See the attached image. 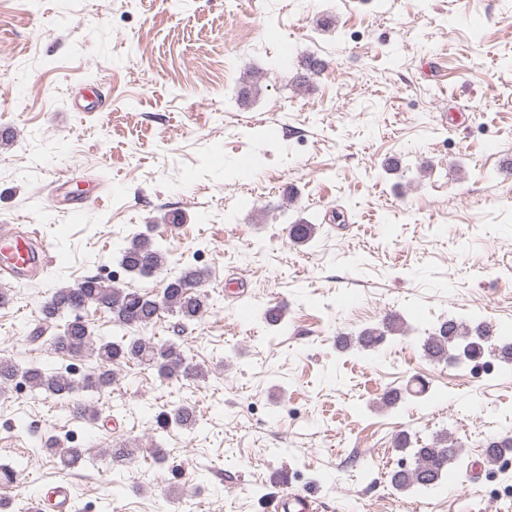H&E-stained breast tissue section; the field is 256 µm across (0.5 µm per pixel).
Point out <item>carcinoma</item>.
I'll return each mask as SVG.
<instances>
[{
    "label": "carcinoma",
    "mask_w": 512,
    "mask_h": 512,
    "mask_svg": "<svg viewBox=\"0 0 512 512\" xmlns=\"http://www.w3.org/2000/svg\"><path fill=\"white\" fill-rule=\"evenodd\" d=\"M316 231L314 224H292L288 236L291 242L303 245L313 239ZM120 265L133 276L149 278L167 269L168 251L151 234L139 233L126 241ZM208 277L207 268L187 264L168 280L158 298L121 288L109 279L94 276L83 279L74 287L54 289L41 305V324L33 330L29 340L50 344L53 351L65 360L91 357L94 367L77 377L70 373L68 364L47 372L36 364L21 366L0 360V389L22 376L27 378L29 391H42L69 402L79 391L101 393L112 387V367L128 363L152 367L166 380L205 377L200 366L186 357L176 342L155 343L145 336V332L166 312L178 317L181 333L201 320L208 310L207 295L201 292ZM91 307L109 314L121 335L104 337L96 334L85 319V313ZM399 330L396 316L389 315L379 325L362 330L355 341L342 337L339 343L345 347L354 343L362 349H375L387 335ZM491 346L494 347V355L505 362H512L511 335L495 336L481 323L469 327L448 319L424 339L422 349L432 361H446L454 354L460 355L464 361H477ZM73 412L78 418L90 422L100 420L101 416L99 408L81 402L74 403ZM196 422L194 409L186 405L163 411L155 420L156 431L162 433L172 426L190 429ZM485 447L486 460L495 462L503 453L512 451V436L489 439ZM43 452L58 461L64 470L85 462L83 449L69 446L65 437H54ZM136 452L137 449L124 444L109 449L108 456L113 462L130 463ZM461 455L460 444L449 440L446 435L437 436L413 449V466L392 471L390 481L401 490L434 488L448 469V464L458 461Z\"/></svg>",
    "instance_id": "cac0c4a2"
}]
</instances>
